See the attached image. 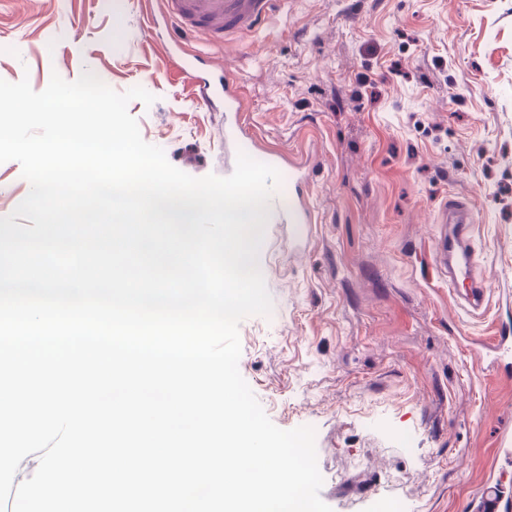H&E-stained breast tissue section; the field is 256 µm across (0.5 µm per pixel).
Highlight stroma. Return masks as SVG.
<instances>
[{
    "label": "stroma",
    "mask_w": 512,
    "mask_h": 512,
    "mask_svg": "<svg viewBox=\"0 0 512 512\" xmlns=\"http://www.w3.org/2000/svg\"><path fill=\"white\" fill-rule=\"evenodd\" d=\"M147 9L0 0V76L143 87L142 138L191 176H229L224 115L173 75ZM180 54L207 76L227 61L258 147L309 171L304 250L293 225L265 227L272 311L239 324L242 377L277 427L314 428L333 512H469L512 448V378L476 354L512 328V0H285L257 35ZM452 200L476 215V312L426 270Z\"/></svg>",
    "instance_id": "35a3bbf8"
}]
</instances>
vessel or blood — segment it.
<instances>
[{
  "instance_id": "vessel-or-blood-1",
  "label": "vessel or blood",
  "mask_w": 512,
  "mask_h": 512,
  "mask_svg": "<svg viewBox=\"0 0 512 512\" xmlns=\"http://www.w3.org/2000/svg\"><path fill=\"white\" fill-rule=\"evenodd\" d=\"M155 4L151 20H163L180 38L201 36L229 43L237 36L261 29L277 11L280 0H155ZM178 70L191 84L199 105L223 113L225 136L234 138L242 151H250L253 138L244 122L248 105L236 72L224 69L222 80L216 82L201 77L188 62L179 64ZM258 160L276 168L284 183L270 201V223L285 220L295 224L297 238H304L306 227L314 223L315 216L300 190L305 178L302 166L275 149L261 152ZM442 221L448 224L449 230L440 234L436 244L438 267L447 273L454 287L464 289L467 306L480 309L486 298V286L477 279L474 270L473 214L467 204L457 201L444 208ZM495 352L488 363L490 370L512 369V331L501 330L495 339ZM470 509L471 512H512V479L503 475L485 482L472 499Z\"/></svg>"
}]
</instances>
